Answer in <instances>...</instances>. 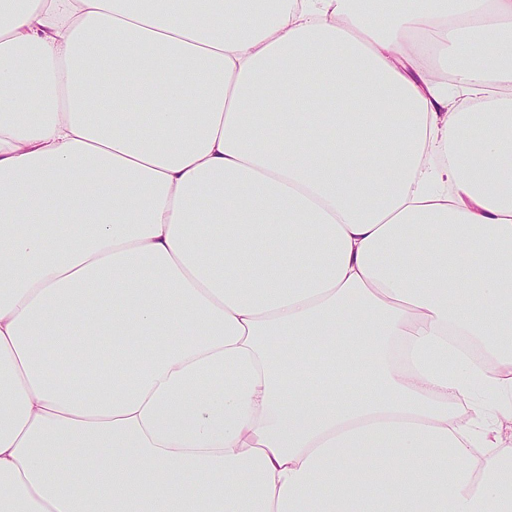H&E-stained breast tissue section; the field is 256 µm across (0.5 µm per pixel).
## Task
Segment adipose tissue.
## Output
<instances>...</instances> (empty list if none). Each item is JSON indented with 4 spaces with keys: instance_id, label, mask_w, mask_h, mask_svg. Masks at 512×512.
<instances>
[{
    "instance_id": "1",
    "label": "adipose tissue",
    "mask_w": 512,
    "mask_h": 512,
    "mask_svg": "<svg viewBox=\"0 0 512 512\" xmlns=\"http://www.w3.org/2000/svg\"><path fill=\"white\" fill-rule=\"evenodd\" d=\"M383 2L0 0V512H512V0Z\"/></svg>"
}]
</instances>
